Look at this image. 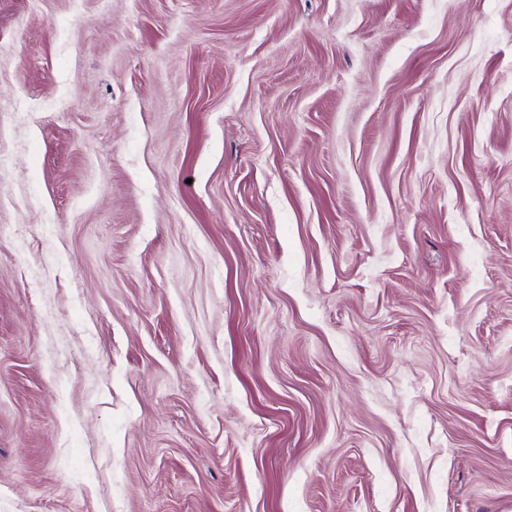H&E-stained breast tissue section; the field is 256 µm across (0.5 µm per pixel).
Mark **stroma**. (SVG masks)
Masks as SVG:
<instances>
[{
    "label": "stroma",
    "mask_w": 512,
    "mask_h": 512,
    "mask_svg": "<svg viewBox=\"0 0 512 512\" xmlns=\"http://www.w3.org/2000/svg\"><path fill=\"white\" fill-rule=\"evenodd\" d=\"M0 512H512V0H0Z\"/></svg>",
    "instance_id": "stroma-1"
}]
</instances>
